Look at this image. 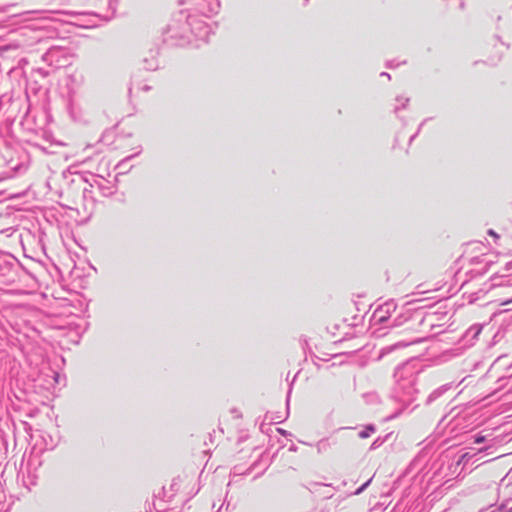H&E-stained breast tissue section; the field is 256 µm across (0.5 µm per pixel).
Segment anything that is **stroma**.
<instances>
[{
  "label": "stroma",
  "instance_id": "35a3bbf8",
  "mask_svg": "<svg viewBox=\"0 0 512 512\" xmlns=\"http://www.w3.org/2000/svg\"><path fill=\"white\" fill-rule=\"evenodd\" d=\"M324 8L258 0L294 24L247 58L268 82L245 102L265 129L224 122L202 150L234 0H177L146 27L137 0H0V512H53L81 443L112 512H512V188L495 187L512 142L452 160L449 197L493 189L471 223L417 212L441 187L431 142L461 121L496 130L494 97L465 94L451 55L428 111L314 110L290 133L304 151L279 144L278 63L297 41L323 42L332 82L367 98L412 90L431 37L429 18L393 27L360 59L366 22ZM120 24L139 29L121 54ZM338 182L394 194L344 223L281 219L300 190ZM205 262L273 294L276 314L225 310L214 342L168 333L147 300ZM124 360L199 366L160 399L193 408L172 439L130 434L103 396L99 370ZM86 410L115 419L81 437ZM326 457L333 493L311 468L290 480Z\"/></svg>",
  "mask_w": 512,
  "mask_h": 512
}]
</instances>
